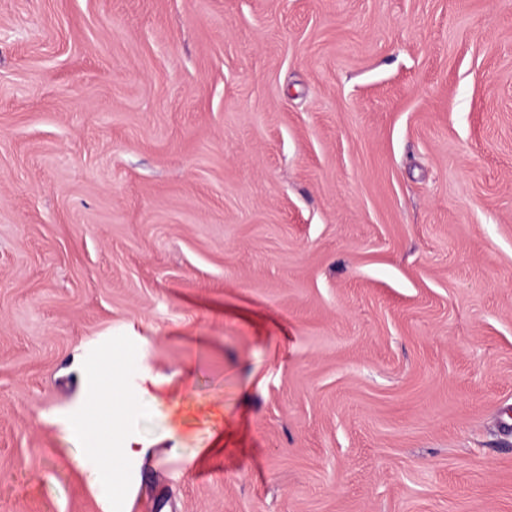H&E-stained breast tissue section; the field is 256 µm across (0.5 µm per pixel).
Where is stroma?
Segmentation results:
<instances>
[{"label": "stroma", "instance_id": "35a3bbf8", "mask_svg": "<svg viewBox=\"0 0 512 512\" xmlns=\"http://www.w3.org/2000/svg\"><path fill=\"white\" fill-rule=\"evenodd\" d=\"M98 374L134 512H512V0H0V512Z\"/></svg>", "mask_w": 512, "mask_h": 512}]
</instances>
